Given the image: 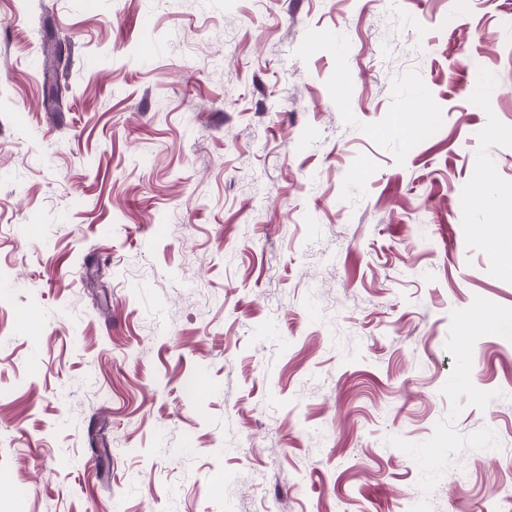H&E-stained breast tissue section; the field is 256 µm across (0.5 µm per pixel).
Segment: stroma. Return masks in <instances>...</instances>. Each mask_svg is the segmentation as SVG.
<instances>
[{"mask_svg": "<svg viewBox=\"0 0 512 512\" xmlns=\"http://www.w3.org/2000/svg\"><path fill=\"white\" fill-rule=\"evenodd\" d=\"M493 236L512 0H0V512H501Z\"/></svg>", "mask_w": 512, "mask_h": 512, "instance_id": "1", "label": "stroma"}]
</instances>
